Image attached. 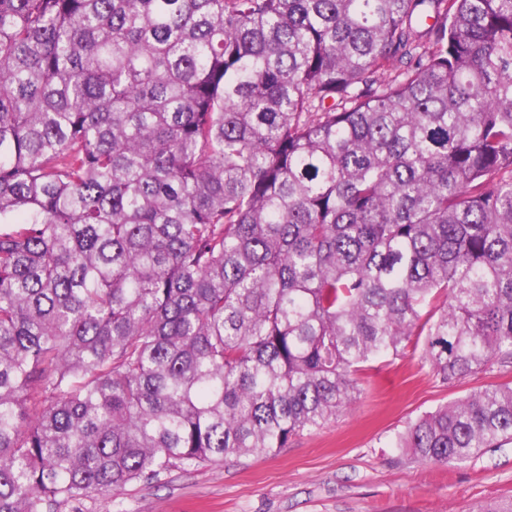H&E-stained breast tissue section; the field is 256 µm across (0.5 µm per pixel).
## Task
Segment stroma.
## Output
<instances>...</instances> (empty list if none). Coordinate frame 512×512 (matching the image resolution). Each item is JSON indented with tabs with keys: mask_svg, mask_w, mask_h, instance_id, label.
I'll use <instances>...</instances> for the list:
<instances>
[{
	"mask_svg": "<svg viewBox=\"0 0 512 512\" xmlns=\"http://www.w3.org/2000/svg\"><path fill=\"white\" fill-rule=\"evenodd\" d=\"M358 402L321 430L262 457L176 469L134 482L92 512H480L512 501V444L485 449L452 467L426 464L392 442L406 424L512 369L443 384L421 362V349L375 359L361 376Z\"/></svg>",
	"mask_w": 512,
	"mask_h": 512,
	"instance_id": "35a3bbf8",
	"label": "stroma"
}]
</instances>
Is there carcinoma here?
<instances>
[{
  "label": "carcinoma",
  "instance_id": "carcinoma-1",
  "mask_svg": "<svg viewBox=\"0 0 512 512\" xmlns=\"http://www.w3.org/2000/svg\"><path fill=\"white\" fill-rule=\"evenodd\" d=\"M420 338L512 368V0H0V512L268 456ZM506 443L512 383L393 446Z\"/></svg>",
  "mask_w": 512,
  "mask_h": 512
}]
</instances>
